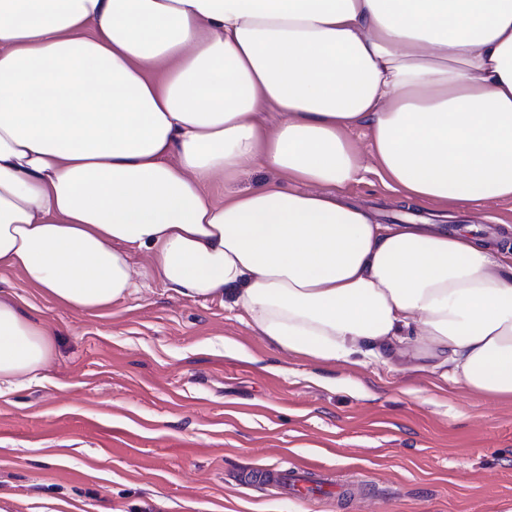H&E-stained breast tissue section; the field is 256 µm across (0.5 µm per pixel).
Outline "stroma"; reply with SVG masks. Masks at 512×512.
<instances>
[{"label": "stroma", "instance_id": "1", "mask_svg": "<svg viewBox=\"0 0 512 512\" xmlns=\"http://www.w3.org/2000/svg\"><path fill=\"white\" fill-rule=\"evenodd\" d=\"M341 195L380 224L512 242V202L410 208L370 172ZM129 261L137 292L96 315L0 268V291L26 300L54 343L35 381L0 390L7 512H512V401L381 363H311L222 298L171 292L146 253ZM302 462L341 496L248 480Z\"/></svg>", "mask_w": 512, "mask_h": 512}]
</instances>
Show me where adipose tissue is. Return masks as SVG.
<instances>
[{
  "label": "adipose tissue",
  "mask_w": 512,
  "mask_h": 512,
  "mask_svg": "<svg viewBox=\"0 0 512 512\" xmlns=\"http://www.w3.org/2000/svg\"><path fill=\"white\" fill-rule=\"evenodd\" d=\"M247 161L277 180L208 193ZM367 168L410 206L512 201V0H0V267L94 313L141 250L280 350L512 399V250L376 223L335 194ZM53 349L0 293V383Z\"/></svg>",
  "instance_id": "1"
}]
</instances>
